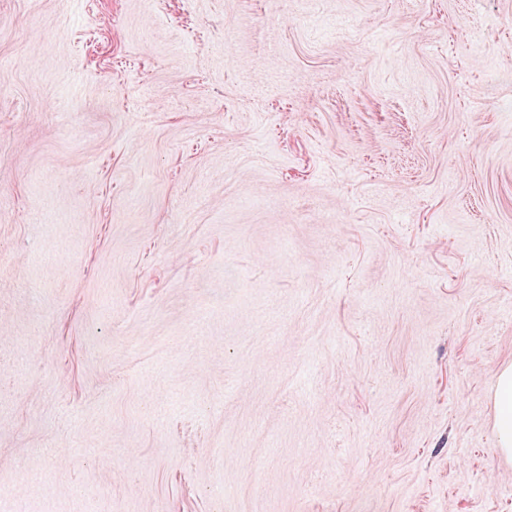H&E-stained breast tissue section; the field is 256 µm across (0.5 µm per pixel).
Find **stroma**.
Listing matches in <instances>:
<instances>
[{
  "mask_svg": "<svg viewBox=\"0 0 512 512\" xmlns=\"http://www.w3.org/2000/svg\"><path fill=\"white\" fill-rule=\"evenodd\" d=\"M512 0H0L6 512H512ZM495 407V436L500 454L512 460V365L502 367L492 389Z\"/></svg>",
  "mask_w": 512,
  "mask_h": 512,
  "instance_id": "stroma-1",
  "label": "stroma"
}]
</instances>
